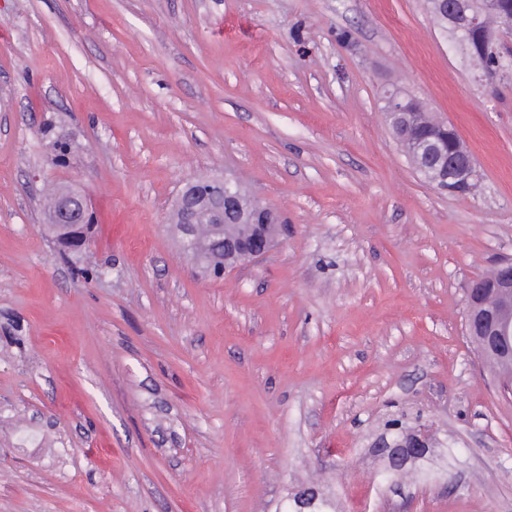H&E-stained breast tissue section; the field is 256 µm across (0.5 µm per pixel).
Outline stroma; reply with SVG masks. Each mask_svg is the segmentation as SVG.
<instances>
[{
  "label": "stroma",
  "mask_w": 512,
  "mask_h": 512,
  "mask_svg": "<svg viewBox=\"0 0 512 512\" xmlns=\"http://www.w3.org/2000/svg\"><path fill=\"white\" fill-rule=\"evenodd\" d=\"M388 85L459 130L474 194L417 175ZM200 174L284 225L221 279L169 223ZM62 184L96 215L79 253L43 225ZM510 257L512 84L480 87L427 0H0V512L311 487L325 512H512V394L464 330ZM394 414L437 431L405 480L372 453Z\"/></svg>",
  "instance_id": "stroma-1"
}]
</instances>
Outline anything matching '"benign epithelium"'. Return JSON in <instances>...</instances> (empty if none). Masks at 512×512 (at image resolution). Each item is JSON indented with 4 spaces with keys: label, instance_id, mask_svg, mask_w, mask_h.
<instances>
[{
    "label": "benign epithelium",
    "instance_id": "1",
    "mask_svg": "<svg viewBox=\"0 0 512 512\" xmlns=\"http://www.w3.org/2000/svg\"><path fill=\"white\" fill-rule=\"evenodd\" d=\"M470 0H437L432 11L440 34L450 48L462 54L470 51L468 36L493 22L506 4L497 0L484 10L469 8ZM384 101L393 109L404 130L401 138L410 142L417 169L425 182L452 192L462 184L478 182L480 172L473 155L463 146L451 126L427 112L420 125L435 134L417 140L405 132L414 121V113L404 111L409 94L400 87H387ZM91 213L84 197L71 186L60 187L47 224L53 233L65 225L88 224ZM209 224V249L197 248L200 223ZM172 229L185 254L205 276H224L234 269L269 254L278 243L279 216L270 207L259 205L229 178L198 176L180 191L173 209ZM493 292L485 293L475 283L466 286V321L480 356L498 364L497 382L512 391V259L495 267ZM433 433L426 424L416 428H398V433L380 436L374 453L387 465V472L404 475L431 454ZM318 500V492L306 489L294 498V512H309Z\"/></svg>",
    "mask_w": 512,
    "mask_h": 512
}]
</instances>
